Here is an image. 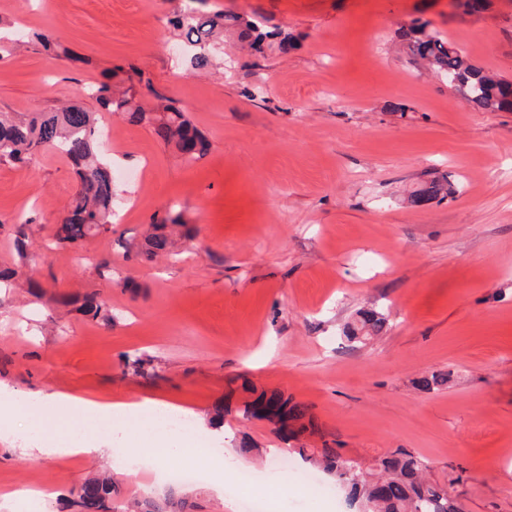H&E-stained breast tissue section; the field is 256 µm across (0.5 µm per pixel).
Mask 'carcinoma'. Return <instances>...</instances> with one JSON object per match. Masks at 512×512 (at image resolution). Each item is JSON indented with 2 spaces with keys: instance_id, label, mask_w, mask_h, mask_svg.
<instances>
[{
  "instance_id": "cac0c4a2",
  "label": "carcinoma",
  "mask_w": 512,
  "mask_h": 512,
  "mask_svg": "<svg viewBox=\"0 0 512 512\" xmlns=\"http://www.w3.org/2000/svg\"><path fill=\"white\" fill-rule=\"evenodd\" d=\"M192 6L181 10L172 20L180 31L189 54L191 69L202 70L210 65L211 49L224 43V37L235 35L249 42L256 52L275 48L287 54L297 47L289 35L262 31V24L238 13L212 10L208 0H188ZM429 21L414 19L402 35L415 61H426L439 75L456 79L454 91L474 110L479 112H512V82L490 75L470 63L462 53L447 41L428 31ZM124 72L117 67L106 75V80L89 87L90 96L107 112H120L129 121L146 122L156 137L173 147L187 163L206 157L212 144L187 117L177 102L159 92L152 80L136 68L127 72L128 86L113 89L112 79ZM147 90L160 102L151 111L136 101ZM100 130L96 113L79 103L57 110L12 115L0 112V165H26L37 152L57 151L65 155L73 166L79 190L70 201L68 214L56 233V244L78 247L86 238L112 231V203L114 195L112 162L99 150ZM451 192L448 183L434 181L414 198L422 203L444 199ZM170 225L185 229L182 237L190 240L189 225L181 214L168 213L156 220L153 232L147 238V247L134 254L138 262H151L168 255L175 247L173 234L166 231ZM384 318L375 309L361 315L360 325L347 328L345 337L360 342L379 332ZM448 371L433 372L420 378L417 386L423 390L439 389L448 385ZM266 410H274L288 424L283 433L287 440L297 443L292 448L304 461H312L347 490L348 501L359 506L360 512H458L456 500L448 490L426 479L429 462L410 452L396 450L380 458L378 472H353L337 450L327 445L308 448L301 440L318 432L310 409L281 392H260L246 401L241 409L244 417H257ZM73 504L80 512H189V495L181 487H171L161 494H140L115 500L121 495L119 482L107 473H95L83 479Z\"/></svg>"
}]
</instances>
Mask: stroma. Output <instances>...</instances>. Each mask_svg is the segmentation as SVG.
Listing matches in <instances>:
<instances>
[{
	"label": "stroma",
	"mask_w": 512,
	"mask_h": 512,
	"mask_svg": "<svg viewBox=\"0 0 512 512\" xmlns=\"http://www.w3.org/2000/svg\"><path fill=\"white\" fill-rule=\"evenodd\" d=\"M299 38L262 54L225 38L188 72L171 20L181 0H0V110L40 112L87 96L104 72L142 69L212 142L186 164L150 126L99 112L112 138V231L79 249L53 243L76 190L57 154L0 166V268L20 264L19 234L40 255L0 284V384L112 404L145 400L211 420L228 406L224 483L280 467L264 492L288 512H355L345 490L321 498L287 474L302 467L268 423L237 408L251 391L308 405L323 437L362 469L401 448L461 512H512V112H478L397 37L421 16L475 65L512 80V0L478 14L448 0H211ZM66 47L48 57L38 34ZM143 177H136L137 169ZM453 194L417 204L431 181ZM177 209L193 240L137 265L153 219ZM109 261L111 277L98 264ZM132 287H124V279ZM103 296L111 324L82 310ZM368 308L387 326L349 345ZM147 356L154 375L126 358ZM452 377L421 390L424 374ZM112 448L34 456L0 443V502L48 486L57 512L89 469L115 471Z\"/></svg>",
	"instance_id": "1"
}]
</instances>
